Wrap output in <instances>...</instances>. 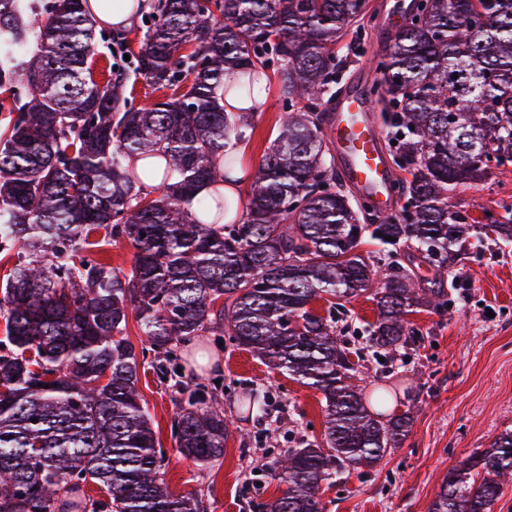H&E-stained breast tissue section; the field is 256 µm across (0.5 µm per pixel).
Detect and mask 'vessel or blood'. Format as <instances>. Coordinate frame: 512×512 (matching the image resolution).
<instances>
[{"label":"vessel or blood","mask_w":512,"mask_h":512,"mask_svg":"<svg viewBox=\"0 0 512 512\" xmlns=\"http://www.w3.org/2000/svg\"><path fill=\"white\" fill-rule=\"evenodd\" d=\"M374 109L365 87L351 88L336 100L327 135L348 181L371 196L383 214L390 215L396 199L382 134L372 119Z\"/></svg>","instance_id":"1"}]
</instances>
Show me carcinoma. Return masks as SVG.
Instances as JSON below:
<instances>
[{
  "label": "carcinoma",
  "mask_w": 512,
  "mask_h": 512,
  "mask_svg": "<svg viewBox=\"0 0 512 512\" xmlns=\"http://www.w3.org/2000/svg\"><path fill=\"white\" fill-rule=\"evenodd\" d=\"M85 5L0 0V90L13 99L0 128V250L16 255L0 285V512H203L161 479L165 451L138 389L147 352L159 381H175L173 346L203 333L321 392L324 441L271 460L288 491L265 508L325 512L321 483L374 468L411 427L409 413L384 421L367 405L336 341V311L383 276L369 335L390 354L410 337L412 307L451 299L358 247L411 242L440 277L462 264L474 219L451 209L450 194L492 162L512 164V0H426L371 58L369 95L407 174L394 184L402 214L372 224L327 159L319 110L343 69L339 44L367 35L369 0H155L130 65L108 64L102 82L95 41L122 47L125 36L96 31ZM129 69L157 97L135 106ZM257 69L277 78L282 121L242 216L226 224L232 203L197 192L233 164L224 79L237 75L245 91ZM157 178L152 197L145 180ZM100 229L137 249L129 271L92 257ZM488 229L512 243V211ZM323 295L334 299L326 317L308 309ZM131 311L150 345L139 352L126 335ZM203 400L200 391L174 424L177 450L202 467L224 456L228 437L224 411L197 408ZM509 480L506 429L448 472L429 512H492ZM89 482L104 496L87 494Z\"/></svg>",
  "instance_id": "carcinoma-1"
}]
</instances>
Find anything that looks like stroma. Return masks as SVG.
Listing matches in <instances>:
<instances>
[{"label": "stroma", "instance_id": "35a3bbf8", "mask_svg": "<svg viewBox=\"0 0 512 512\" xmlns=\"http://www.w3.org/2000/svg\"><path fill=\"white\" fill-rule=\"evenodd\" d=\"M369 37L364 52L344 48L341 89L376 80L371 53L389 44L403 24L405 0H371ZM278 86L249 127L244 166L256 169L278 135ZM476 220L500 215L512 206V165L492 168L482 181L458 188L450 199ZM469 255L454 301L444 312L417 308L408 317L414 336L377 365L367 329L377 318L370 293L345 305L336 336L365 392L384 387L392 397L387 414L411 411L413 423L402 447L391 449L373 469L344 473L321 485L326 512H428L448 471L473 452L490 446L512 429V244L482 233L471 238ZM212 365L194 363L178 348L181 377L159 382L152 368L139 373L138 389L153 429L166 453L164 479L175 493L192 492L205 512H253L256 503L281 497L288 485L267 469L279 453L322 440L325 401L314 388L268 367L252 353L219 346L213 336L197 337ZM206 387L229 424L224 455L201 467L180 454L172 438L174 420L188 397ZM256 397L251 413L243 400Z\"/></svg>", "mask_w": 512, "mask_h": 512}]
</instances>
